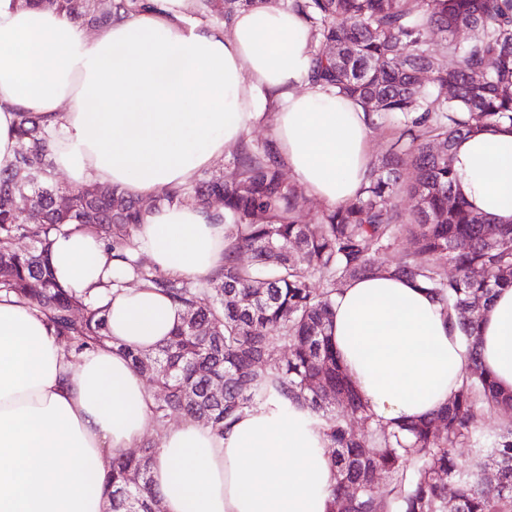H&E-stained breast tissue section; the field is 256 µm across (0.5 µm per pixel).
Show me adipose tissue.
<instances>
[{
	"mask_svg": "<svg viewBox=\"0 0 512 512\" xmlns=\"http://www.w3.org/2000/svg\"><path fill=\"white\" fill-rule=\"evenodd\" d=\"M191 7L161 0L90 34L36 0H0V171L12 167L29 116L74 185L150 200L268 121L279 159L308 195L330 208L354 199L372 163L370 117L359 101L311 84L310 25L273 0L220 26L190 17ZM453 165L475 213L512 222V124L457 141ZM131 240L172 276L202 278L224 262L223 225L194 204L149 210ZM50 263L77 292L98 291L114 265L81 230L55 239ZM103 303L112 344L75 359L34 307L0 296V512H106L109 458L152 431L153 398L125 351L162 344L182 310L142 282ZM332 312L331 343L371 414L426 420L446 405L467 348L437 296L380 272L347 283ZM478 351L512 393V287L484 307ZM328 446L292 408L245 412L221 434L187 417L159 440L152 488L164 512H328Z\"/></svg>",
	"mask_w": 512,
	"mask_h": 512,
	"instance_id": "obj_1",
	"label": "adipose tissue"
}]
</instances>
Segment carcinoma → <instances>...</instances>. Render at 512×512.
Masks as SVG:
<instances>
[{"label": "carcinoma", "mask_w": 512, "mask_h": 512, "mask_svg": "<svg viewBox=\"0 0 512 512\" xmlns=\"http://www.w3.org/2000/svg\"><path fill=\"white\" fill-rule=\"evenodd\" d=\"M38 2L92 26L158 8L152 0ZM202 2L226 20L265 0ZM288 4L315 31L313 80L356 98L376 116V126L397 116L408 122L392 150L372 163L359 196L328 209L317 224H301L305 193L284 181L271 146L244 141L238 179L205 176L191 189L165 188L156 197L169 206L221 199L224 212L216 219L229 241L224 266L211 277L164 276L132 252L131 231L146 213L140 201L98 184L62 190L51 179L44 132L25 118L17 128L22 148L12 168L0 172V293L37 307L72 357L106 346L112 337L104 307L59 285L49 263L54 239L81 226L112 250L116 290L131 274L184 308L155 351H127L158 390L151 407L156 428L179 412L222 434L246 410L291 406L305 411L334 448L330 512L343 497L349 512H512V428L489 447L476 429L486 410L512 412V394H499L479 362L476 305L512 287V225L497 228L494 245L485 242L487 220L456 195L452 163L458 139L484 124L512 123V0H283ZM462 27L471 36L461 45L455 34ZM436 36L459 54L457 66L435 68L429 45ZM409 168V192L417 200L409 227L413 250L391 265L385 256L405 227L396 197ZM35 173L46 177L39 186L31 183ZM21 238L32 247L18 249ZM245 252L252 254L247 266L240 262ZM449 263L451 277L444 272ZM378 270L419 282L457 315L469 358L448 406L432 419L380 423L330 348L333 298L349 280ZM202 295L211 301L199 304ZM215 382L224 383L220 398L210 394ZM354 419L362 431L354 430ZM466 443L474 460L461 472L454 452ZM155 454L145 444L112 458L108 512H161L151 489ZM487 459L499 473L494 484L484 479ZM381 478L383 494L375 489Z\"/></svg>", "instance_id": "obj_1"}]
</instances>
